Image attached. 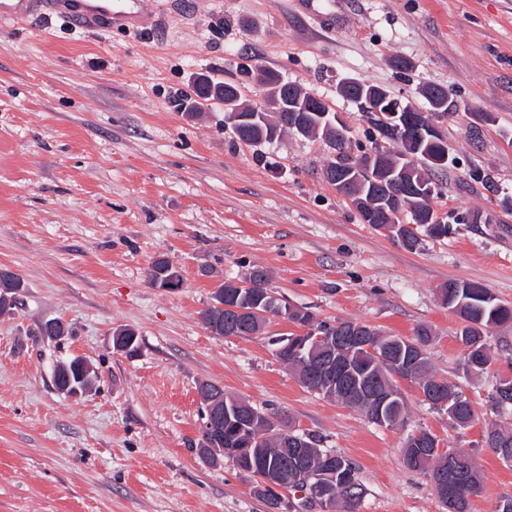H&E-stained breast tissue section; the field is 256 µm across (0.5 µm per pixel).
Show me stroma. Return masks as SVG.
<instances>
[{"label": "stroma", "instance_id": "35a3bbf8", "mask_svg": "<svg viewBox=\"0 0 512 512\" xmlns=\"http://www.w3.org/2000/svg\"><path fill=\"white\" fill-rule=\"evenodd\" d=\"M140 7L155 31L85 30L57 15L0 25V269L21 282L0 315V512H269L232 462L197 454L205 382L351 459L365 489L357 512H448L430 474L403 463L419 428L474 455L484 485L471 512H495L512 497V464L482 436L512 428L486 405L492 375L512 372V324L491 332L488 375H467L462 324L439 291L467 280L512 304V0ZM244 65L323 99L363 143L369 125L340 96L343 81L386 87L424 112L420 87L444 86L461 110L441 121L452 162L432 206L452 234L406 248L324 180L321 140L247 146L225 129L223 104L178 109L198 77L234 80ZM159 255L180 271V290L152 285ZM256 267L317 319L409 338L431 328L433 370L469 396L474 422L451 425L403 379L407 420L392 429L308 391L268 343L298 333L293 323L211 334L200 313L215 289ZM52 319L66 335H40ZM120 328L138 335L134 357L112 346ZM75 357L97 378L70 396L52 373Z\"/></svg>", "mask_w": 512, "mask_h": 512}]
</instances>
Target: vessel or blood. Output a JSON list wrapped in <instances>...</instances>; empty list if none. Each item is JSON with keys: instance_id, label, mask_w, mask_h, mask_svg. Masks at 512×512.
I'll use <instances>...</instances> for the list:
<instances>
[{"instance_id": "b4317fda", "label": "vessel or blood", "mask_w": 512, "mask_h": 512, "mask_svg": "<svg viewBox=\"0 0 512 512\" xmlns=\"http://www.w3.org/2000/svg\"><path fill=\"white\" fill-rule=\"evenodd\" d=\"M140 0H0V22L22 23L33 15H67L82 28L132 25L153 30L155 21L139 8Z\"/></svg>"}]
</instances>
